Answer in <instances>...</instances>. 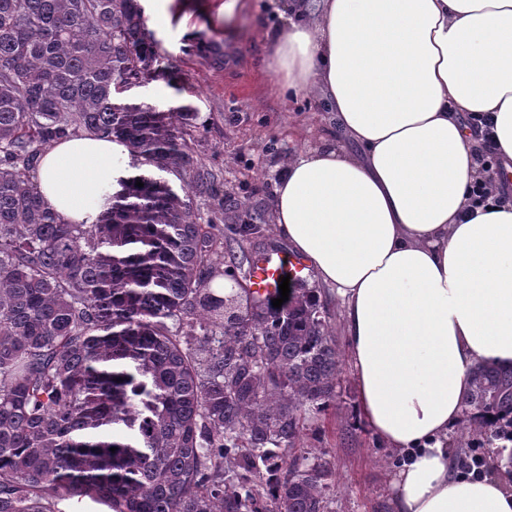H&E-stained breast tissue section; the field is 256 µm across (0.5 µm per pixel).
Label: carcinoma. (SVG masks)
I'll list each match as a JSON object with an SVG mask.
<instances>
[{
	"mask_svg": "<svg viewBox=\"0 0 512 512\" xmlns=\"http://www.w3.org/2000/svg\"><path fill=\"white\" fill-rule=\"evenodd\" d=\"M138 0H0V512H325L330 463L298 452L335 397L338 340L316 290L275 308L214 290L224 237L169 183L133 176L98 224L34 181L78 133L185 174L196 113L122 94L152 76ZM143 186H136V181ZM479 432L512 440V369L475 372ZM115 451H110V448ZM58 512H109L111 509L103 502L89 497H72L57 502Z\"/></svg>",
	"mask_w": 512,
	"mask_h": 512,
	"instance_id": "carcinoma-1",
	"label": "carcinoma"
}]
</instances>
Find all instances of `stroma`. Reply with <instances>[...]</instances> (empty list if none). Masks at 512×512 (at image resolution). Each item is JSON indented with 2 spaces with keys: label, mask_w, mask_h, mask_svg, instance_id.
<instances>
[{
  "label": "stroma",
  "mask_w": 512,
  "mask_h": 512,
  "mask_svg": "<svg viewBox=\"0 0 512 512\" xmlns=\"http://www.w3.org/2000/svg\"><path fill=\"white\" fill-rule=\"evenodd\" d=\"M231 27L205 26L210 0H191L185 20L148 26L157 74L133 85L126 98L169 112L186 106L197 114L191 135L194 169L189 179L165 178L204 219H215L236 251L298 261L274 230V191L292 156L337 140L334 116L321 95L283 92L267 34L285 28L292 0H242ZM210 186L199 192L196 180ZM256 223L242 235L239 225ZM296 445L307 456L330 461L335 477L326 512H392V483L399 455L371 431L358 405L351 365H344L336 399L311 413Z\"/></svg>",
  "instance_id": "obj_1"
}]
</instances>
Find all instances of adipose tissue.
<instances>
[{"label": "adipose tissue", "instance_id": "ef3b65f1", "mask_svg": "<svg viewBox=\"0 0 512 512\" xmlns=\"http://www.w3.org/2000/svg\"><path fill=\"white\" fill-rule=\"evenodd\" d=\"M274 37L275 71L315 89L360 147L302 153L275 191L278 235L343 298L361 413L403 458L393 512H512V454L458 471L444 444L470 374L512 366V204L476 207L475 149L512 161V0H319ZM484 113L490 134L462 114ZM134 170L81 135L47 148L38 190L94 224Z\"/></svg>", "mask_w": 512, "mask_h": 512}]
</instances>
